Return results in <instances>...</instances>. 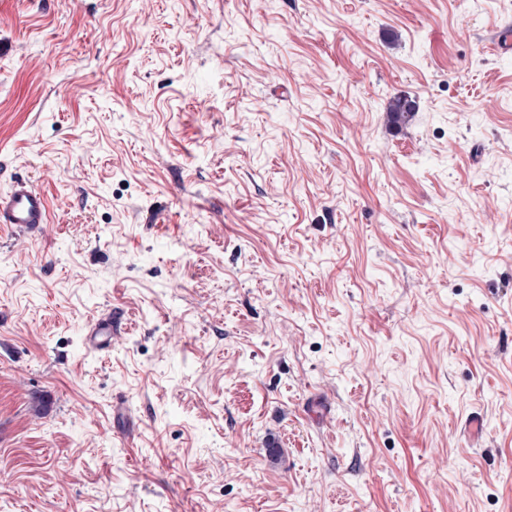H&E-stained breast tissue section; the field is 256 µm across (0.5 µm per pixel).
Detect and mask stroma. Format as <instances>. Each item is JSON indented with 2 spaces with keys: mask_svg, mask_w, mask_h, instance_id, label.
I'll use <instances>...</instances> for the list:
<instances>
[{
  "mask_svg": "<svg viewBox=\"0 0 512 512\" xmlns=\"http://www.w3.org/2000/svg\"><path fill=\"white\" fill-rule=\"evenodd\" d=\"M509 23L0 0V512H512ZM48 221V198L29 181L15 179L0 194V224L38 225ZM113 324L112 314H107L104 318L97 321L94 325L88 327L85 331L86 343L92 349L106 351L110 336H112Z\"/></svg>",
  "mask_w": 512,
  "mask_h": 512,
  "instance_id": "35a3bbf8",
  "label": "stroma"
}]
</instances>
